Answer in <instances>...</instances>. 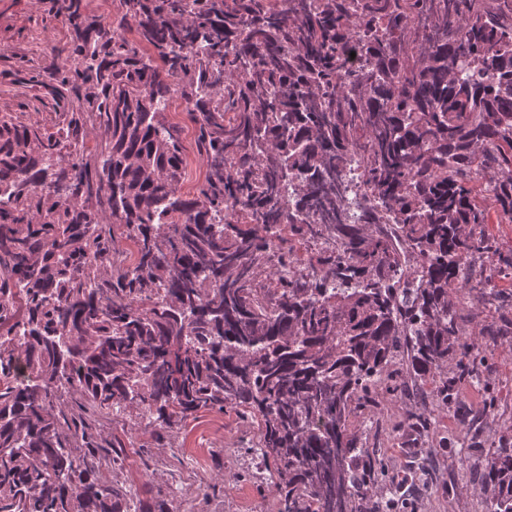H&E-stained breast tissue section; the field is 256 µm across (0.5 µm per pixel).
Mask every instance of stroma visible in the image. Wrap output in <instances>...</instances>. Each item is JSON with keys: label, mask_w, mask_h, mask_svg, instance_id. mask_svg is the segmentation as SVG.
Segmentation results:
<instances>
[{"label": "stroma", "mask_w": 512, "mask_h": 512, "mask_svg": "<svg viewBox=\"0 0 512 512\" xmlns=\"http://www.w3.org/2000/svg\"><path fill=\"white\" fill-rule=\"evenodd\" d=\"M71 30L62 0H0V116L45 120L55 109L47 89L28 85L29 70L48 71L67 54ZM168 118L181 129L187 161L184 191L204 180L198 164L195 126L182 98H174ZM464 329L484 356L476 377L463 375L457 358L443 372L456 384L454 405L433 404L426 382L411 383L397 367L403 390L378 393L358 414L354 433L379 459L384 477L360 512H488L494 493L481 477L495 448H512V279H502L491 298L474 291L459 295ZM430 418L428 435H418L415 416ZM123 468L113 479L140 485L139 456L152 446V429L141 425L124 435ZM254 428L234 413H200L177 430L166 448H154L151 480L170 489L167 512H277L274 478H261L259 459L247 450Z\"/></svg>", "instance_id": "35a3bbf8"}]
</instances>
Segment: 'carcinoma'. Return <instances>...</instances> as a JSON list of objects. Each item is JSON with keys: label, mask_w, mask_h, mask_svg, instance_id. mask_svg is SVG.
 <instances>
[{"label": "carcinoma", "mask_w": 512, "mask_h": 512, "mask_svg": "<svg viewBox=\"0 0 512 512\" xmlns=\"http://www.w3.org/2000/svg\"><path fill=\"white\" fill-rule=\"evenodd\" d=\"M122 3L103 41L64 0L71 50L30 78L54 120L0 117V512H130L102 419L160 445L228 409L257 425L279 512H359L379 466L357 411L399 359L423 380L455 345L481 360L457 295L512 270L472 266L496 253L483 225L512 224V0ZM142 475L135 512H165ZM486 482L512 512V448ZM168 119L181 128V141L187 161L186 181L183 184L184 193L194 191L203 181L205 173L198 164L195 126L189 119L184 100L176 96L167 111Z\"/></svg>", "instance_id": "cac0c4a2"}]
</instances>
